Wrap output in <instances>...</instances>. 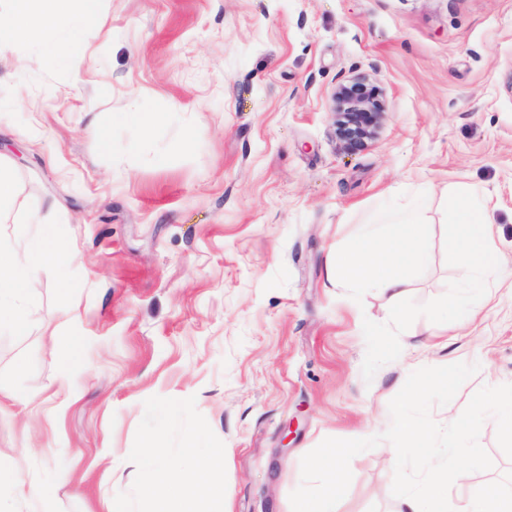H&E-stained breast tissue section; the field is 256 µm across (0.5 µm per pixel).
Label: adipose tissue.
<instances>
[{"label":"adipose tissue","instance_id":"ef3b65f1","mask_svg":"<svg viewBox=\"0 0 512 512\" xmlns=\"http://www.w3.org/2000/svg\"><path fill=\"white\" fill-rule=\"evenodd\" d=\"M16 2L9 23L0 26V41L36 43L47 54L78 49L79 33L97 20L98 0ZM453 210L463 231L452 243L448 259L462 277L470 278L477 268L501 267L502 259L489 242L482 208L460 201ZM382 222L389 229V243L382 245L375 257H368L372 236L362 231L357 242L337 256L336 278L347 284L374 281L394 302L405 292L404 269L420 260L419 253L409 250L407 244L418 240L423 229L409 213L388 214ZM72 258L71 241L57 224H40L36 234L19 244L0 241V326L23 332L28 324L25 303L33 269L46 263L64 265ZM191 456L193 465L185 469L158 454L142 452L148 471L142 495L152 504V512H215V505L222 502L223 491L215 477L224 466L223 449L196 448ZM400 512H512V498L483 487L467 499L456 500L435 475L422 494L404 497Z\"/></svg>","mask_w":512,"mask_h":512}]
</instances>
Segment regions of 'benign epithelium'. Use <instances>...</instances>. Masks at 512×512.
<instances>
[{"label": "benign epithelium", "instance_id": "7a95c632", "mask_svg": "<svg viewBox=\"0 0 512 512\" xmlns=\"http://www.w3.org/2000/svg\"><path fill=\"white\" fill-rule=\"evenodd\" d=\"M336 132L344 146L360 150L374 138L382 116L378 93L359 80L343 83L332 96Z\"/></svg>", "mask_w": 512, "mask_h": 512}]
</instances>
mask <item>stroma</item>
<instances>
[{
	"instance_id": "35a3bbf8",
	"label": "stroma",
	"mask_w": 512,
	"mask_h": 512,
	"mask_svg": "<svg viewBox=\"0 0 512 512\" xmlns=\"http://www.w3.org/2000/svg\"><path fill=\"white\" fill-rule=\"evenodd\" d=\"M85 53L0 46V238L67 226L66 278L34 272L29 329L0 330V452L50 480L53 512H150L135 451L150 436L224 451L225 512H292L302 457L386 431L409 374L478 371L431 416L512 383V274L468 287L448 264L451 203L487 204L512 263V0H100ZM365 79L384 113L363 150L335 134L332 95ZM161 113L145 131L132 109ZM390 209L415 211L424 259L398 304L337 283L336 257ZM57 336L80 357L63 368ZM22 401H15V394ZM493 466L449 490L512 496ZM396 452L350 462L336 512H399Z\"/></svg>"
}]
</instances>
